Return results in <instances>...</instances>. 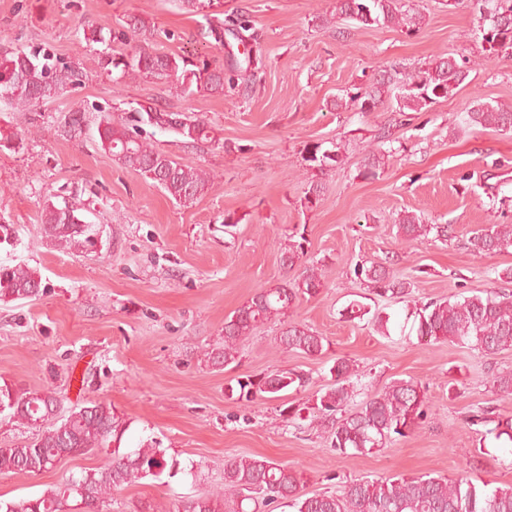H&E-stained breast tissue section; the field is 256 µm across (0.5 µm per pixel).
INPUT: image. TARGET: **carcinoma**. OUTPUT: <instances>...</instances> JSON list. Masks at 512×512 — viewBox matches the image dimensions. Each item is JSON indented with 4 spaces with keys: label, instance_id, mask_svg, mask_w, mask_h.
<instances>
[{
    "label": "carcinoma",
    "instance_id": "cac0c4a2",
    "mask_svg": "<svg viewBox=\"0 0 512 512\" xmlns=\"http://www.w3.org/2000/svg\"><path fill=\"white\" fill-rule=\"evenodd\" d=\"M184 8L205 20V29L215 44L223 47L230 36L244 47L242 58H230L227 65L206 59L196 61L182 55L150 50V29L145 20L129 16L123 30L113 32L102 26L83 29V40L101 44V65L119 78H173L177 89L187 96L205 93L221 96L224 89L254 75L261 59L253 54L258 35L245 13L224 15L222 0H182ZM401 0H337L339 17L360 26L398 27L406 34L419 31L421 18L402 9ZM486 8L482 40L489 44V54L512 57V0H479ZM135 41L128 52L112 53L110 42ZM472 67L465 60L440 55L425 68L398 78L388 72L367 90L356 92L350 100L363 112H372L383 95L394 98L398 111L421 112L441 98L454 95L470 75ZM83 84L79 67L58 58L48 48L28 52H0V101L15 112H30L40 102L67 87ZM98 147L120 165L152 180L177 204L188 206L206 195L213 178L189 161L176 159L148 142L146 128L176 135L187 148L197 149L216 143L214 128L201 117L163 110L152 103H139L131 114L119 121L112 111L98 108ZM82 112L65 116L62 132L69 138L85 133ZM468 126L492 127L512 132V107L476 100L465 112ZM309 187L303 205L311 209L325 189L322 177L343 163L341 146L327 147L315 142L305 148ZM40 223L42 233L64 253H87L95 245V224H88L80 208L66 200L47 198ZM397 234L406 242L419 240L431 232L448 236V225L425 224L413 212L401 215ZM305 236L288 243L281 251L286 268L302 265ZM471 243L484 255H496L512 248V225L495 224L475 232ZM355 277L378 297L409 295L410 283L399 280L385 262H360L353 268ZM324 287L322 268L303 265L294 279L261 288L233 315L224 320V343L206 352L207 362L226 367L237 359L239 342L269 323H283L279 338L287 351L320 356L324 337L310 327L288 320L303 299L318 295ZM45 289L39 271L26 264L0 262V303L36 299ZM401 336H415L420 344L448 341L460 347L494 355L512 348V292L486 290L453 299L415 301L406 307ZM372 320L377 331L391 337L395 318L376 312ZM330 382L319 389L308 407L311 423L325 429L330 447L343 456L369 455L385 448L396 437H405L427 416L428 401L423 386L412 378L396 379L383 391L364 394L355 410L347 409L355 397L353 377L357 370L348 358L339 357L328 369ZM309 384V377L296 370L246 375L237 380L238 399L279 400L290 389ZM492 387L500 395H512V371L501 370L492 378ZM57 399L51 391L20 393L8 384L0 385V420L18 422L38 430L30 442L0 447V474L10 472L41 473L53 469L61 454L104 456L103 465L46 489L40 496L20 500L0 499V512H102L111 491L151 477L170 478L183 472L176 459H168L166 449L155 438L135 447L121 446L129 422L104 401L92 402L66 416L52 418ZM471 425L486 427V434L512 449V417H502L488 406L479 407L469 418ZM302 471L255 455H238L224 461V487L207 493L184 496L170 512H260L278 500H285L295 512H512V486H477L458 477H390L380 480H354L338 492L327 491L308 496L303 493Z\"/></svg>",
    "mask_w": 512,
    "mask_h": 512
}]
</instances>
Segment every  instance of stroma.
Instances as JSON below:
<instances>
[{
    "label": "stroma",
    "mask_w": 512,
    "mask_h": 512,
    "mask_svg": "<svg viewBox=\"0 0 512 512\" xmlns=\"http://www.w3.org/2000/svg\"><path fill=\"white\" fill-rule=\"evenodd\" d=\"M402 2L421 18L415 34L335 19L336 0H224L225 12L249 14L263 64L224 95L188 98L170 80L107 75L98 47L82 41L85 24L115 29L137 14L156 31L154 51L224 59L181 0H0V50L47 46L85 75L81 87L31 112L0 103V127L25 139L19 151L0 153V224L15 231L0 244V259L38 268L47 283L40 299L0 303V382L21 392L53 391L65 412L111 403L130 422L124 446L154 438L168 457L194 469L114 491L103 512H147L207 491L222 483L225 459L237 455L304 471L310 495L340 490L350 479L396 475L512 484V450L495 447L484 427L467 422L482 405L512 416V396L497 395L491 383L497 370L512 369V350L486 356L448 342L388 339L367 319L341 315L369 295L353 274L362 261H389L410 282L412 297L425 301L492 288L496 270L512 267V250L486 256L470 244L474 229L512 224V133L463 122L477 99L512 106V57L488 56L474 6ZM444 52L473 67L452 98L403 115L392 101L367 114L349 102L379 71L411 72ZM337 98L345 101L339 110L330 106ZM126 102L206 116L219 144L192 150L160 131L152 142L213 174L210 193L176 204L98 148L99 108ZM77 109L87 127L71 139L61 121ZM386 125L391 152L377 177L363 176ZM317 141L343 143L345 161L325 176L309 210L301 205L304 155ZM50 194L86 205L87 221L100 230L97 251L66 254L43 237L40 214ZM406 211L447 225V238L402 241L396 220ZM228 215L238 220L229 230ZM299 230L325 286L292 318L324 336L323 354L283 350L278 325L269 324L241 342L236 362L212 367L205 349L221 341L225 319L258 289L285 278L281 249ZM337 357L354 361L372 393L395 379L420 381L429 405L421 425L377 453L344 457L309 418L284 420L281 402L230 396L239 376L296 368L310 382L285 401L306 406ZM102 461L77 455L40 474H0V499L37 496Z\"/></svg>",
    "instance_id": "35a3bbf8"
}]
</instances>
